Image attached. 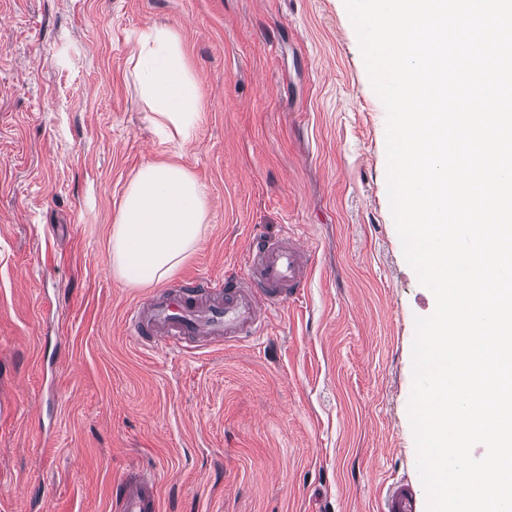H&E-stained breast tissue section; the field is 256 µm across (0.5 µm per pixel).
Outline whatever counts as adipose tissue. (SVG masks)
Instances as JSON below:
<instances>
[{
    "label": "adipose tissue",
    "instance_id": "adipose-tissue-1",
    "mask_svg": "<svg viewBox=\"0 0 512 512\" xmlns=\"http://www.w3.org/2000/svg\"><path fill=\"white\" fill-rule=\"evenodd\" d=\"M131 59L150 121L167 140L190 141L203 119L200 88L172 29L142 33ZM208 209L205 187L181 166L149 163L127 186L111 232L112 272L124 284L168 279L194 253Z\"/></svg>",
    "mask_w": 512,
    "mask_h": 512
}]
</instances>
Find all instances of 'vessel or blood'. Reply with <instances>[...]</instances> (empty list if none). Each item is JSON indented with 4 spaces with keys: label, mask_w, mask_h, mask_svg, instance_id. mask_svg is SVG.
Instances as JSON below:
<instances>
[{
    "label": "vessel or blood",
    "mask_w": 512,
    "mask_h": 512,
    "mask_svg": "<svg viewBox=\"0 0 512 512\" xmlns=\"http://www.w3.org/2000/svg\"><path fill=\"white\" fill-rule=\"evenodd\" d=\"M312 250L299 240L258 234L249 242L244 273L235 280L205 279L152 297L135 307L129 333L144 346L177 348L185 336L246 341L253 338L268 308L287 302L307 284ZM114 512H159L154 476L129 474L112 502ZM414 485H387L382 512H418Z\"/></svg>",
    "instance_id": "vessel-or-blood-1"
}]
</instances>
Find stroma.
Wrapping results in <instances>:
<instances>
[{
	"instance_id": "obj_1",
	"label": "stroma",
	"mask_w": 512,
	"mask_h": 512,
	"mask_svg": "<svg viewBox=\"0 0 512 512\" xmlns=\"http://www.w3.org/2000/svg\"><path fill=\"white\" fill-rule=\"evenodd\" d=\"M153 25L200 86L186 144L137 94ZM386 121L344 0H0V512H113L130 472L155 475L160 512H378L416 480L412 344L435 299L391 214ZM157 162L206 186L204 234L130 287L112 224ZM259 233L315 256L254 339L128 336L148 296L239 277Z\"/></svg>"
}]
</instances>
